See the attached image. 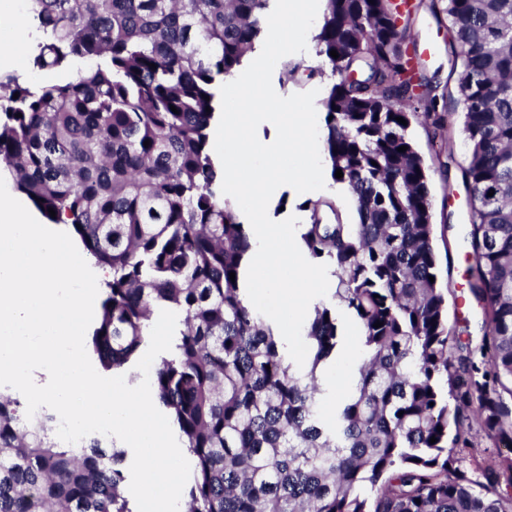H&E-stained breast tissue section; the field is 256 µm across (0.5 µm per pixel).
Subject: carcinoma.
<instances>
[{"mask_svg":"<svg viewBox=\"0 0 512 512\" xmlns=\"http://www.w3.org/2000/svg\"><path fill=\"white\" fill-rule=\"evenodd\" d=\"M29 2L34 66L85 70L47 87L0 73V169L109 270L87 344L103 371L136 365L155 309L177 314L153 386L195 461L187 512H512V465L473 478L457 454L475 447L476 427L512 445V0H442L466 144L469 292L482 316V335L465 342L429 280L428 178L397 122L421 101L447 133L436 111L446 89L427 82L413 95L405 71L416 68L386 0H326L320 74L367 71L322 99L330 171L342 170L358 222L342 223L326 199L301 225L309 260L336 278L307 317L301 368L246 299L249 236L208 150L216 80L261 40L273 0ZM326 209L336 223L323 222ZM341 312L357 320L362 352L327 413L322 376ZM24 408L0 392V512H133L124 450L95 439L63 448L52 415L29 420Z\"/></svg>","mask_w":512,"mask_h":512,"instance_id":"obj_1","label":"carcinoma"}]
</instances>
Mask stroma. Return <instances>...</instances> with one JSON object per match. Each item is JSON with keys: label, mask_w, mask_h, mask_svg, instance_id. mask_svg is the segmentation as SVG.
Listing matches in <instances>:
<instances>
[{"label": "stroma", "mask_w": 512, "mask_h": 512, "mask_svg": "<svg viewBox=\"0 0 512 512\" xmlns=\"http://www.w3.org/2000/svg\"><path fill=\"white\" fill-rule=\"evenodd\" d=\"M418 8L404 16L400 24L406 27L409 42L429 41L434 45L433 54L425 58L424 74L440 84H447L450 62L448 56V26L438 23L431 11L432 0H418ZM37 43L36 31H29L24 48H17L10 40L6 25H0V49L7 55L22 54L24 63L18 73L33 85L49 82L59 83L65 77L58 69H38L31 63L33 49ZM297 66L294 81L284 83L279 78L285 65ZM320 59L314 47L306 51L289 55L286 63L276 64V78H273L274 90L282 96L302 93L312 89L326 92L331 84L330 77L320 75ZM448 125L453 131L451 144H444L435 136L433 128L423 119H412L410 136L416 150L423 159L428 175L433 222L435 224V248L438 255V275L442 288H445L448 304V324L456 326L462 320L477 322L478 316L468 301L467 274L470 264L469 248L462 242V230L467 221L463 197H449V189H461L465 144L461 132L462 109L456 103H449ZM330 198L335 200L338 213L346 224L355 223L356 218L349 203L346 187L340 183L327 182L325 189L307 193H297L292 187H279L268 206V215L272 220L281 221L296 216L300 223L310 219L309 202Z\"/></svg>", "instance_id": "35a3bbf8"}]
</instances>
